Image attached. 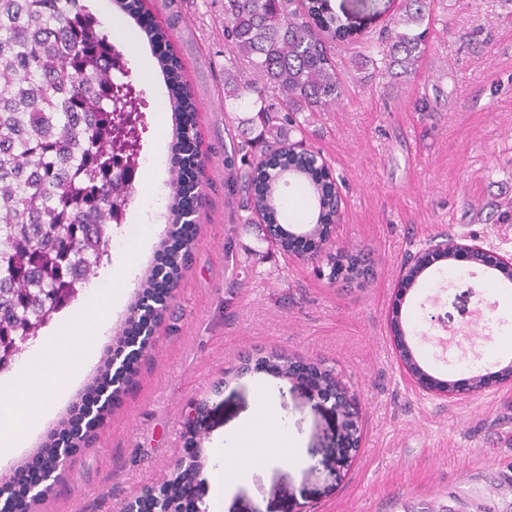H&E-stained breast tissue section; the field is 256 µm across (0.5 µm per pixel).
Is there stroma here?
Wrapping results in <instances>:
<instances>
[{
    "instance_id": "stroma-1",
    "label": "stroma",
    "mask_w": 512,
    "mask_h": 512,
    "mask_svg": "<svg viewBox=\"0 0 512 512\" xmlns=\"http://www.w3.org/2000/svg\"><path fill=\"white\" fill-rule=\"evenodd\" d=\"M341 20L377 37L402 0H330ZM150 11L171 27L199 110L198 220L167 313L104 423L30 512H125L156 491L189 450L213 456L251 414L257 388L275 395L278 414L301 455L319 449L333 476L310 475L308 462L268 467L233 492L227 512H403L451 497L512 512V384L440 396L419 388L395 348L399 315L420 365L445 380L512 365L501 348L506 331L482 329L491 303L512 281L475 270L460 280L459 263H436L396 304L407 253L446 235L477 239L512 254V0H434L424 62L410 78L372 77L339 47L344 97L328 112L300 114L290 142L320 153L341 198L330 251L364 254L368 277H331L327 259L282 255L264 237L262 219L238 208L224 158L233 142L261 131L254 112L230 97L224 81V0H152ZM131 75L148 103L142 121L140 182L168 195L172 127H155L168 91L147 40L123 45ZM130 223L141 234L126 254L102 265L40 332L52 336L68 318L100 309L106 328L92 359L64 396L38 419L19 448L0 457L12 477L48 445L92 385L115 333L141 292L139 278L156 263L169 236L164 214L149 215L133 194ZM125 266L122 284L112 275ZM335 367L355 395L357 448L343 439L335 415L306 386H292L257 362L272 351Z\"/></svg>"
}]
</instances>
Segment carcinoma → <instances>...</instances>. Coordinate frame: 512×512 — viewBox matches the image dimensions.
Instances as JSON below:
<instances>
[{"mask_svg": "<svg viewBox=\"0 0 512 512\" xmlns=\"http://www.w3.org/2000/svg\"><path fill=\"white\" fill-rule=\"evenodd\" d=\"M133 19H141L142 0H114ZM430 0H404V10L375 40L363 39L344 24L328 0H224V41L229 58L224 71L244 61L261 78L235 82L233 96L256 109L263 133L300 128L301 112H327L345 93L336 62V43H345L355 64L373 74L412 76L430 34ZM147 42L169 41V30L143 25ZM115 47L101 22L83 0H0V370L52 316L73 300L83 279L95 275L108 258L112 221L118 204L134 188H124V174L139 158L138 136L112 134V123L141 113L143 98L129 68L112 59ZM169 90L171 111L197 112L186 91L180 60L169 52L157 56ZM180 167L170 181L168 223H188L198 193L197 133L194 125L175 124ZM263 138L236 144L242 167L234 181L244 195L240 207L258 213L267 224L286 218L283 180L311 185L315 223L336 216L338 192L316 158L292 155L287 138H278L268 161L255 151ZM184 255L170 252L163 265L148 271L144 287L155 278L176 279ZM104 390L87 389L96 408L93 424L108 413L100 402ZM64 453L55 444L39 449L27 466L39 469ZM202 468L200 459L180 463L160 493L162 512H207L183 507L181 492Z\"/></svg>", "mask_w": 512, "mask_h": 512, "instance_id": "1", "label": "carcinoma"}]
</instances>
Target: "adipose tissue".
<instances>
[{
    "mask_svg": "<svg viewBox=\"0 0 512 512\" xmlns=\"http://www.w3.org/2000/svg\"><path fill=\"white\" fill-rule=\"evenodd\" d=\"M73 325L64 324L46 350L35 353L27 371L12 380L13 393L0 400V456L10 454L17 446L16 438L32 429L33 415L45 407L47 398L40 393L42 381L58 374L56 350L69 348ZM220 464L211 471L213 493L209 512H224L226 495L252 472L270 466L288 467L299 460L295 440L276 410L266 390H258L250 418L235 433L230 444L216 449Z\"/></svg>",
    "mask_w": 512,
    "mask_h": 512,
    "instance_id": "adipose-tissue-1",
    "label": "adipose tissue"
}]
</instances>
